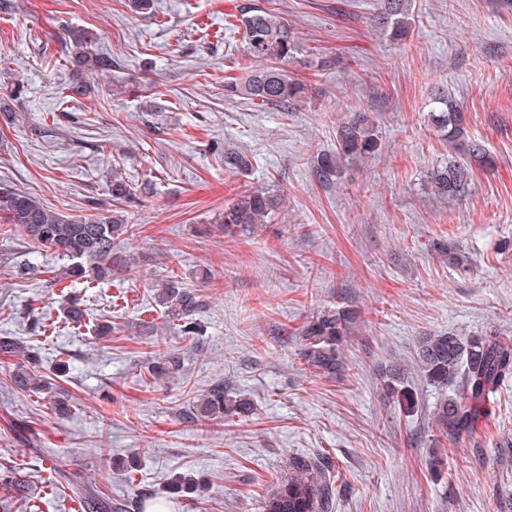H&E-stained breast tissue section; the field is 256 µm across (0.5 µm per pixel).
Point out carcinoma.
<instances>
[{"mask_svg": "<svg viewBox=\"0 0 512 512\" xmlns=\"http://www.w3.org/2000/svg\"><path fill=\"white\" fill-rule=\"evenodd\" d=\"M383 6L373 18V27L392 43L406 40L412 28L413 0H382ZM230 33H241L243 54L255 68L238 82L224 85L225 96L248 101L258 107L288 111L304 94L302 83L290 78L282 64L288 62L296 43L280 16L251 3L240 5L238 15L229 24ZM76 59L83 65L102 71L112 67V60L98 53L96 39L83 34L75 38ZM430 119L454 150L463 158L451 157L448 166L431 175V184L439 196L458 197L470 181L472 165L492 167L493 156L485 146L471 139L466 129L465 115L450 94L440 92L433 101ZM337 158L325 156L317 164L316 173L327 179L333 175L349 176L339 159L371 155L380 142L375 125L364 115H356L342 123L338 130ZM251 166L249 156L241 150L224 146V170L244 174ZM112 201L122 204L135 198L134 183L118 170H113ZM280 204V198L266 188L248 189L239 193L224 207L220 223L224 232L232 235L261 224ZM0 221L6 236L24 237L34 248L52 251L70 261L57 280L71 278L88 282H103L112 278L117 260L112 244L123 235H132L134 225L125 223L121 212L87 215L79 218L63 216L42 204L28 192L8 182H0ZM169 321L175 323L180 335H199L196 314L205 306L198 290L185 286L175 275H169L157 292ZM66 320L79 324L85 317L83 304L76 297L62 300ZM350 317L343 311L327 309L311 315L297 329L299 356L306 368L319 378L334 380L346 369L344 346L349 336ZM0 355L21 356L20 341L0 336ZM157 360L151 366L152 375L167 376L179 370L181 353L170 347L156 351ZM416 366L427 385L445 388L456 381L458 388L451 396L442 397L432 410V418L440 430L456 438L472 432L481 407L501 382L512 377V338L505 336H470L454 333L427 334L420 337L416 349ZM383 392L388 402L409 411L419 405L417 394L403 386L404 366L391 363L382 370ZM11 388L16 392L50 389L49 382L38 371L17 363L10 375ZM253 411L252 400L241 393H229L217 384L207 392L192 397L189 418L194 422L223 423L248 416ZM59 478L70 486L80 499L81 512H147L159 504L152 494H136L130 500H114L97 489L70 481L60 472ZM29 483L26 474L17 470L0 472V489L17 500L27 498ZM170 494L183 499L197 492L193 479L178 476L169 486ZM336 497L333 464L322 454L297 455L288 459L286 472L276 476L269 490L262 495V512H329Z\"/></svg>", "mask_w": 512, "mask_h": 512, "instance_id": "carcinoma-1", "label": "carcinoma"}]
</instances>
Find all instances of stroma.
<instances>
[{
	"instance_id": "35a3bbf8",
	"label": "stroma",
	"mask_w": 512,
	"mask_h": 512,
	"mask_svg": "<svg viewBox=\"0 0 512 512\" xmlns=\"http://www.w3.org/2000/svg\"><path fill=\"white\" fill-rule=\"evenodd\" d=\"M242 0H0V98L17 119L0 123V181L66 215L111 209L113 165L147 184L117 244L127 273L91 288L61 286L59 257L0 234V336L38 351L43 373L66 365L51 392L17 393L0 358V468L27 472L29 498L7 512H77L53 492L56 470L129 498L128 469L163 496L173 475L203 487L169 512H259V497L290 457L326 453L335 465L332 512H512V379L470 435H442L432 419L441 390L414 364L426 333L512 336V0H415L405 45L370 20L380 0H255L287 22L299 51L291 78L305 98L292 112L227 99L224 82L248 67L224 41ZM97 36L111 70L76 65L69 31ZM449 92L467 131L495 156L474 168L464 196L434 195L429 176L448 143L428 112ZM367 113L381 146L352 159L350 178L320 179L350 112ZM252 161L226 172L224 144ZM266 186L283 203L247 234L227 236L219 212ZM468 263L449 265L439 241ZM200 288L199 336H180L155 302L168 274ZM88 312L63 325L62 294ZM326 307L353 315L342 379L315 377L294 336ZM111 334L97 333L100 323ZM180 350L176 377L154 378L158 344ZM407 367L420 404L384 403L377 369ZM244 392L252 415L201 425L188 390ZM69 397L63 418L52 396ZM447 451L441 475L428 451Z\"/></svg>"
}]
</instances>
